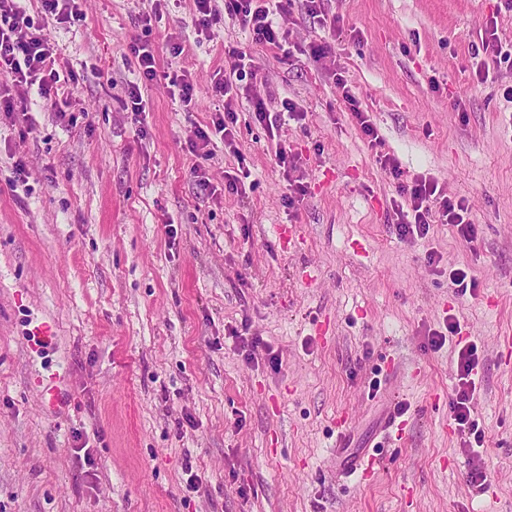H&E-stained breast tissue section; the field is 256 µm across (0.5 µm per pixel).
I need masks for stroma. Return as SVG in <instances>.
I'll list each match as a JSON object with an SVG mask.
<instances>
[{"instance_id": "obj_1", "label": "stroma", "mask_w": 512, "mask_h": 512, "mask_svg": "<svg viewBox=\"0 0 512 512\" xmlns=\"http://www.w3.org/2000/svg\"><path fill=\"white\" fill-rule=\"evenodd\" d=\"M20 4L73 79L58 111L29 92L34 130L0 112V512H512V64L483 78L472 55L492 28L512 47L504 0H325L333 34L295 0L286 59L227 16L201 34L194 0H77L62 23ZM137 40L160 51L143 136L122 105ZM230 45L263 76L251 95L306 114L279 136L308 187L296 207L279 138L243 99L237 153L218 141L205 163L213 192L190 176ZM182 69L189 111L169 93ZM241 166L250 181L225 192ZM417 176L465 201L475 242L450 224L399 235V184ZM454 268L475 294H457ZM450 320L477 346L479 449L451 418L458 349L430 344ZM399 403L401 442L369 477L337 478V447L372 449ZM336 84L342 88V96L348 105L350 115L359 127L365 141L368 143V146L373 149L377 146H381L382 142L379 138L377 127L373 122L370 113L364 112L360 108L356 97L351 93L347 82L342 75H336Z\"/></svg>"}]
</instances>
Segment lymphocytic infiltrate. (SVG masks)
Masks as SVG:
<instances>
[{
  "label": "lymphocytic infiltrate",
  "instance_id": "1",
  "mask_svg": "<svg viewBox=\"0 0 512 512\" xmlns=\"http://www.w3.org/2000/svg\"><path fill=\"white\" fill-rule=\"evenodd\" d=\"M196 24L207 32L230 15L248 29L257 44L269 49H283L287 32L283 19L292 7V0H224L216 5L214 0H195ZM130 50L137 60V78L129 82L126 107L133 112L137 123H144L146 106L141 89L152 84L158 76L157 49L148 42L132 43ZM227 53L235 63L230 72H215L212 89L224 99V109L215 113L211 123L197 128L188 150L197 162L190 175L200 188H207L204 163L212 156L211 145L221 141L225 147L235 148L238 113L234 103L241 97L244 83H256L260 72L246 62L247 54L236 47ZM0 80L10 83L14 91L0 95V112L17 113V95L28 88H37L45 105L55 106L61 83L57 68V47L50 38L35 27L33 19L17 4V0H0ZM401 191L410 202L409 213L401 214L397 229L401 235L426 236L434 221L457 227L466 242H473V225L468 217L464 200H451L444 195L436 181L415 177L402 185ZM478 366L477 346L464 344L458 350L459 387L450 404L451 417L460 432L482 444L485 433L475 417L476 383Z\"/></svg>",
  "mask_w": 512,
  "mask_h": 512
}]
</instances>
